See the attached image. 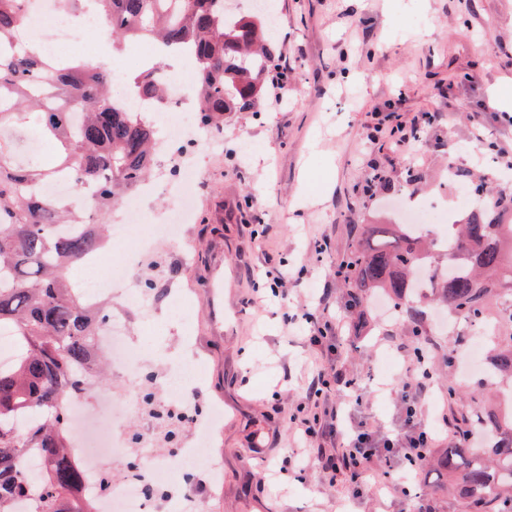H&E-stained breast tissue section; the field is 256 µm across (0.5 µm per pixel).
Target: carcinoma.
Wrapping results in <instances>:
<instances>
[{
	"instance_id": "carcinoma-1",
	"label": "carcinoma",
	"mask_w": 512,
	"mask_h": 512,
	"mask_svg": "<svg viewBox=\"0 0 512 512\" xmlns=\"http://www.w3.org/2000/svg\"><path fill=\"white\" fill-rule=\"evenodd\" d=\"M25 0H0V129L38 117L41 136L55 143L58 162L33 169L17 160L20 143L0 136V329L11 331L15 360L0 368V512H97L81 492L84 475L70 448L71 432L58 409L82 394L108 325L104 304L85 302L68 269L107 241L106 218L153 170L156 129L144 113L118 104L104 63L67 58L51 64L17 33L28 22ZM112 45L127 41L188 45L197 61L198 120L218 126L226 112H251L277 67L275 32L259 15H230L224 0H92ZM133 89L164 97L150 69ZM80 108L70 112L72 105ZM61 173L77 195L38 192ZM475 202L460 224L448 225V248L411 224H365L358 244L340 261L349 306L367 314L382 294L412 335L426 333L420 303L448 309L466 323L499 326L487 337L486 386L499 402L461 413L458 444L431 456L440 489L459 512H512V192L496 190L465 171ZM30 450L41 464L27 470Z\"/></svg>"
}]
</instances>
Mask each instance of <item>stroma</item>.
I'll return each mask as SVG.
<instances>
[{
    "label": "stroma",
    "mask_w": 512,
    "mask_h": 512,
    "mask_svg": "<svg viewBox=\"0 0 512 512\" xmlns=\"http://www.w3.org/2000/svg\"><path fill=\"white\" fill-rule=\"evenodd\" d=\"M277 11L276 47L288 66L284 101L226 114L209 128L212 149L194 159V219L185 227L192 257L182 260L171 244L160 269L127 272L128 287L162 321L153 332L139 313L126 315L145 344L144 369L95 382L84 410L106 420L120 413L126 429L140 431L144 420L128 391L184 359L192 338L204 366L189 407L223 411L219 472L197 471L185 486L202 512H410L419 498L430 512H457L424 475L401 492L407 469L400 461L379 464L375 489L353 497L344 482L325 480L289 418L306 406L316 371L339 368L359 385V399L330 397L343 404L348 425L398 435L400 389L418 348L435 368L420 414L434 426L438 448L457 438L449 388L471 405L487 398L477 373L446 364L476 325L460 322L423 340L374 310L353 333L336 260L356 242L354 225L399 222L388 203L392 189L407 192L411 204L440 205L452 224L468 209L449 167L483 172L512 190L498 154L512 150V122L492 100L496 90L512 91V0H277ZM379 115L424 133L402 153L375 132ZM478 123L481 141L473 134ZM272 260L287 275L282 294L253 308V281ZM170 286L188 291L186 320L166 317ZM324 307L342 321L332 355L308 342L305 316ZM287 314L297 318L293 327L284 324ZM287 459L299 467L280 473Z\"/></svg>",
    "instance_id": "35a3bbf8"
}]
</instances>
